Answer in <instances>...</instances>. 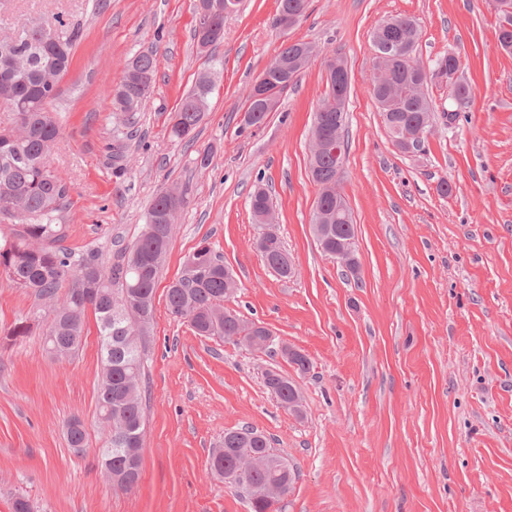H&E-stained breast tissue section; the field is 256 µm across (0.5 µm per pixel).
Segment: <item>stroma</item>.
Masks as SVG:
<instances>
[{
    "label": "stroma",
    "mask_w": 512,
    "mask_h": 512,
    "mask_svg": "<svg viewBox=\"0 0 512 512\" xmlns=\"http://www.w3.org/2000/svg\"><path fill=\"white\" fill-rule=\"evenodd\" d=\"M194 5L0 0V35L35 14L80 25L53 103L52 167L69 188L56 215L61 247L114 261L157 191L186 186L160 286L200 243L222 255L239 285L226 308L309 358L296 379L305 416L285 412L263 386L266 369L284 368L280 357L195 335L157 295L141 478L113 490L96 465L105 438L94 318L68 361L50 356L41 329L8 341L38 302L0 276V512L20 495L34 512H250L241 490L207 469L225 432L243 426L271 437L299 473L283 512H512V53L499 46L491 0H310L285 35L270 25L276 0H241L223 40L204 51ZM394 15L420 28L416 61L431 70L455 54L471 90L457 102L445 82H429L432 131L414 153L393 148L370 93L371 33ZM289 41L343 56L351 73L341 189L355 224V278L312 232L320 59L263 124H243L252 82ZM149 50L155 82L129 129L112 110L113 90L127 60ZM205 72L214 89L194 143L173 141L170 118ZM209 146L212 163L199 170L193 160ZM258 187L295 259L290 278L254 247L262 227L249 196ZM75 415L88 432L81 456L66 438Z\"/></svg>",
    "instance_id": "1"
}]
</instances>
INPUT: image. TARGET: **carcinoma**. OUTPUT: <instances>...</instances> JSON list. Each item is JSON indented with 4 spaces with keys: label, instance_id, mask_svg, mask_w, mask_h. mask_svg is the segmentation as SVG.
Here are the masks:
<instances>
[{
    "label": "carcinoma",
    "instance_id": "carcinoma-1",
    "mask_svg": "<svg viewBox=\"0 0 512 512\" xmlns=\"http://www.w3.org/2000/svg\"><path fill=\"white\" fill-rule=\"evenodd\" d=\"M212 23L224 26V14L237 6V0H209ZM309 0H279L271 27L278 31L285 14H305ZM498 40L505 51L512 50V10H497ZM398 42L387 46L383 24L372 34L375 53L390 59L385 72L373 74L372 96L383 98L389 111L383 120L391 138L403 135L418 116L433 121L434 107L425 92H416L421 72L410 67L419 41L416 22L395 15ZM16 36L0 48V106L12 112L13 123L0 128V215L16 221L13 236L0 241V273L16 287L31 292L44 304L35 319L46 320L44 341L48 352L57 360L72 357L85 333V317L91 310L100 336L101 378L96 405L99 425L106 438L100 452L112 458V472L121 476L141 467V458L130 457L125 448L143 445L146 424L145 355L150 326L154 319L159 273L168 254L176 213L185 205L187 190L173 188L171 194L158 193L146 213L140 235L120 251L117 260L105 266L95 255H81L56 249L51 243L60 235L54 214L68 194L67 185L51 169L50 157L59 138L54 112L41 111L57 98L59 84L68 72L79 29L62 18L43 15L26 18L15 29ZM320 49L311 42L284 44L276 57L288 64V71L301 76ZM157 52L134 55L125 66L123 76L112 97L113 111L121 114L124 124L136 123L148 99L157 71ZM448 95L464 101L469 86L458 78H447ZM213 90L211 76L201 75L193 89L181 97L175 110L170 135L181 142L193 141L207 109ZM335 96L328 87L314 115L312 133L324 132L343 140L347 110L341 119L326 110ZM310 175L318 186L324 208L331 222L321 225L326 238L324 253L336 251L337 241L354 236L350 207L343 196L332 193L336 186V158L324 153L310 160ZM253 218L262 223V215L271 208L270 197L259 187L250 196ZM256 250L265 265H277V275L289 277L281 260L290 252L278 234L257 239ZM228 268L220 256L207 245L199 244L188 257L185 268L166 288L169 312L187 320L202 337L220 336L236 341L243 332V320L224 307L228 298ZM263 385L278 404H295L294 416H305L298 387L282 372L280 377L263 375ZM69 448L85 447L87 432L81 418L73 416L66 425ZM223 453L213 451L209 459L211 474L222 480L224 473L252 462L242 473L252 512H270L269 491L284 501L294 489L298 473L288 458L274 451L270 439L262 432L245 426L224 433Z\"/></svg>",
    "mask_w": 512,
    "mask_h": 512
}]
</instances>
